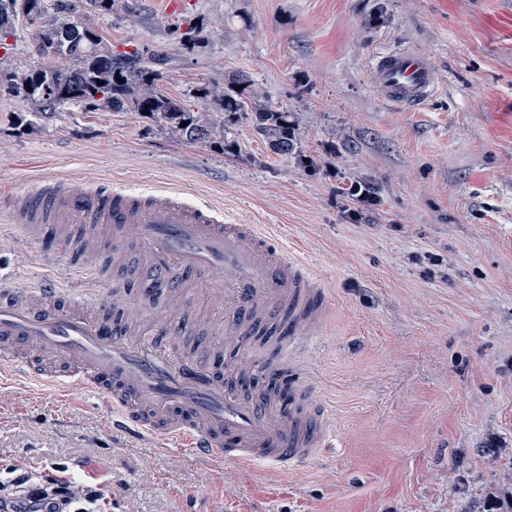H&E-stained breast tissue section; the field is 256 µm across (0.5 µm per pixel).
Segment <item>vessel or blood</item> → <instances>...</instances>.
Instances as JSON below:
<instances>
[{
  "label": "vessel or blood",
  "mask_w": 512,
  "mask_h": 512,
  "mask_svg": "<svg viewBox=\"0 0 512 512\" xmlns=\"http://www.w3.org/2000/svg\"><path fill=\"white\" fill-rule=\"evenodd\" d=\"M381 99L413 107L440 79L430 57L409 48L378 53L369 68ZM8 221L37 247L55 241L89 254L97 224L136 245L138 267L183 316L195 293L216 300L204 319L197 356H174L170 322H114L70 302L71 291L41 263L26 288L0 285V374H18L67 397L101 395L112 420L191 457L215 463L272 461L292 468L319 459L335 438V418L295 379L298 355L321 335L334 303L280 228L241 224L180 189L136 194L101 184L76 194L42 178L8 201ZM266 337L276 359L257 353ZM259 374L290 389L287 408L242 394L240 378Z\"/></svg>",
  "instance_id": "b4317fda"
}]
</instances>
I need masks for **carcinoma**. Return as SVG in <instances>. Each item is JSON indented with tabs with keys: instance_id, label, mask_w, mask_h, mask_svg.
Here are the masks:
<instances>
[{
	"instance_id": "1",
	"label": "carcinoma",
	"mask_w": 512,
	"mask_h": 512,
	"mask_svg": "<svg viewBox=\"0 0 512 512\" xmlns=\"http://www.w3.org/2000/svg\"><path fill=\"white\" fill-rule=\"evenodd\" d=\"M120 9L122 0H0V43L21 22L49 16L51 20L38 32V43L72 61L65 71L45 66L27 70L14 77L6 91L19 98L34 117L65 105L84 112H134L155 120L187 143L202 141L224 147V114L244 106L239 86L246 80L234 75L201 85L197 88L201 98L215 103L218 111H192L185 100L159 90L160 73L144 61H135L138 52L119 57L104 42L91 18L110 16ZM74 15L80 20L72 21ZM49 88L56 93V107L46 97ZM254 121L273 152H286L294 143L295 128L288 112L259 105Z\"/></svg>"
}]
</instances>
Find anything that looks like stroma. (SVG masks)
<instances>
[{
  "mask_svg": "<svg viewBox=\"0 0 512 512\" xmlns=\"http://www.w3.org/2000/svg\"><path fill=\"white\" fill-rule=\"evenodd\" d=\"M148 0L99 19L114 52L162 58L161 91L186 96L243 76L258 103L287 110L295 147L274 153L250 111L226 116L228 145L177 141L130 112L63 106L29 129L0 95V199L40 178L76 191L109 180L173 185L249 224H279L322 274L336 307L306 351L311 392L335 407L336 445L290 470L223 468L110 431L93 393L54 398L16 378L4 389L0 472L81 464L111 477L107 512H468L512 481V0ZM199 28V47L180 34ZM36 26H18L0 69L52 66ZM417 48L443 84L421 106L377 98L375 55ZM350 178L379 203L355 221L336 200ZM0 278L38 260L0 215Z\"/></svg>",
  "mask_w": 512,
  "mask_h": 512,
  "instance_id": "stroma-1",
  "label": "stroma"
}]
</instances>
